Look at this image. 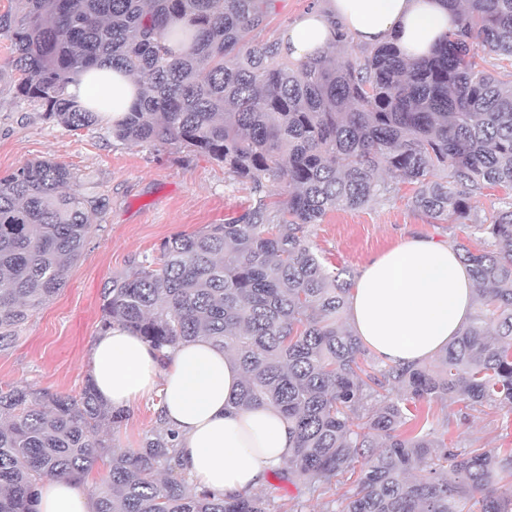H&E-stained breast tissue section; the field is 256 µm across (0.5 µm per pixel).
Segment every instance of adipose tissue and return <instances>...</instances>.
Segmentation results:
<instances>
[{
  "label": "adipose tissue",
  "mask_w": 512,
  "mask_h": 512,
  "mask_svg": "<svg viewBox=\"0 0 512 512\" xmlns=\"http://www.w3.org/2000/svg\"><path fill=\"white\" fill-rule=\"evenodd\" d=\"M445 0H328L302 14L280 37L283 56L302 63L346 40L393 41L406 59L428 56L454 30ZM135 79L105 65L69 84L68 95L105 119L129 111ZM475 283L452 246L413 238L367 262L353 281L346 315L361 343L385 365L433 358L473 316ZM90 375L115 407L160 392L163 421L176 434L182 471L193 490L227 497L254 491L294 448L288 422L268 406H240L238 363L199 337L180 344L167 362L127 330L97 336ZM37 512H93L68 476L44 479Z\"/></svg>",
  "instance_id": "ef3b65f1"
}]
</instances>
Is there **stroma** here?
<instances>
[{
	"instance_id": "obj_1",
	"label": "stroma",
	"mask_w": 512,
	"mask_h": 512,
	"mask_svg": "<svg viewBox=\"0 0 512 512\" xmlns=\"http://www.w3.org/2000/svg\"><path fill=\"white\" fill-rule=\"evenodd\" d=\"M51 158L69 165L104 195L108 207L93 222L81 257L70 267L64 288L41 306L0 348V388L16 385L77 393L89 373V355L98 335L103 290L131 259L157 254L178 234L221 224L254 203L249 185L229 182L222 164L172 145H130L112 135V124L70 130L45 117L40 106L17 98L9 77L0 78V176L29 161ZM410 186L356 210L336 209L309 236L330 265L358 274L371 258L415 237L448 244L465 239L467 225L438 224L414 210ZM155 397L133 403L130 417L112 435L113 450L138 447L155 422ZM460 448H511L512 411L485 406H413ZM351 482L339 476L326 494L303 499L302 487L267 476L259 493L291 512L304 500L305 512H339Z\"/></svg>"
}]
</instances>
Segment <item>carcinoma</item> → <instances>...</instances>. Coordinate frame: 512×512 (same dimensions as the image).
<instances>
[{"instance_id": "obj_1", "label": "carcinoma", "mask_w": 512, "mask_h": 512, "mask_svg": "<svg viewBox=\"0 0 512 512\" xmlns=\"http://www.w3.org/2000/svg\"><path fill=\"white\" fill-rule=\"evenodd\" d=\"M276 0H15L0 15L17 98L79 130L98 120L66 88L109 63L134 75L141 97L115 121L130 144L174 145L249 183L251 209L163 242L133 259L103 292L99 332L121 327L161 358L205 336L242 370L237 404L288 419L293 453L273 470L314 493L354 476L342 512H512V448L448 445L407 404L512 410V201L469 225L484 244L455 249L479 285L478 312L429 365L385 366L343 319L350 283L329 269L308 227L413 186L411 206L435 221L467 218L470 194L512 191V0H445L456 28L431 57L407 60L390 42L359 60L336 47L297 66L276 40L260 45ZM189 43L180 54L170 42ZM385 172L389 179L380 173ZM285 198L268 201V183ZM106 199L64 163L29 162L0 177V347L65 285ZM130 416L99 397L0 389V512H35L48 477L83 483L95 512H279L250 493L190 492L175 436L156 416L137 448L108 435Z\"/></svg>"}]
</instances>
